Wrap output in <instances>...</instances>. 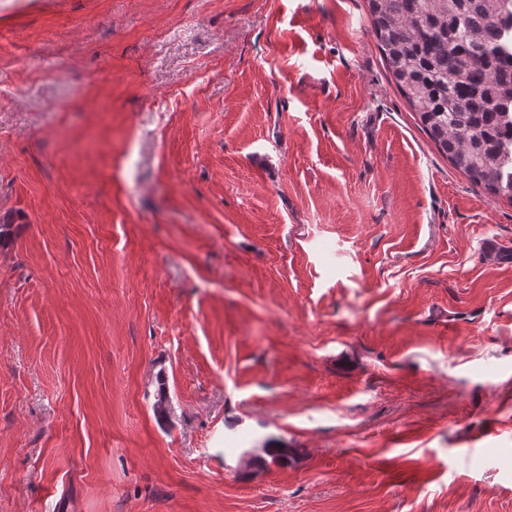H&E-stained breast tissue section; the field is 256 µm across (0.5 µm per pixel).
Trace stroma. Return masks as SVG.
<instances>
[{
    "instance_id": "1",
    "label": "stroma",
    "mask_w": 512,
    "mask_h": 512,
    "mask_svg": "<svg viewBox=\"0 0 512 512\" xmlns=\"http://www.w3.org/2000/svg\"><path fill=\"white\" fill-rule=\"evenodd\" d=\"M2 221L0 512H512V201L366 0H0Z\"/></svg>"
}]
</instances>
